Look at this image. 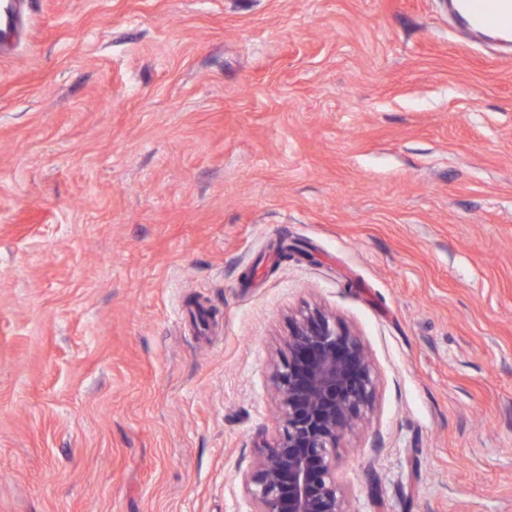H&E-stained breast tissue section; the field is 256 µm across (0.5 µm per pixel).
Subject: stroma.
Here are the masks:
<instances>
[{"mask_svg": "<svg viewBox=\"0 0 512 512\" xmlns=\"http://www.w3.org/2000/svg\"><path fill=\"white\" fill-rule=\"evenodd\" d=\"M24 3L0 512H255L314 308L372 354L348 512H512V58L441 0Z\"/></svg>", "mask_w": 512, "mask_h": 512, "instance_id": "35a3bbf8", "label": "stroma"}]
</instances>
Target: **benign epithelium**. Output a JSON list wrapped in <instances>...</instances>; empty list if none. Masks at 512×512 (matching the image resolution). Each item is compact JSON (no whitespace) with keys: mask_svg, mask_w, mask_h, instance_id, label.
I'll list each match as a JSON object with an SVG mask.
<instances>
[{"mask_svg":"<svg viewBox=\"0 0 512 512\" xmlns=\"http://www.w3.org/2000/svg\"><path fill=\"white\" fill-rule=\"evenodd\" d=\"M288 356L275 366L279 428L245 475L256 512H345L334 451L372 406L365 345L319 309L292 320Z\"/></svg>","mask_w":512,"mask_h":512,"instance_id":"benign-epithelium-1","label":"benign epithelium"}]
</instances>
